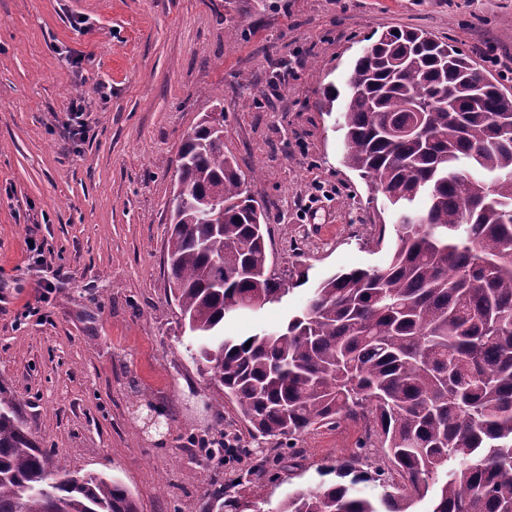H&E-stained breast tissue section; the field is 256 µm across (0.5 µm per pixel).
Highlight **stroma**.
<instances>
[{"label": "stroma", "mask_w": 512, "mask_h": 512, "mask_svg": "<svg viewBox=\"0 0 512 512\" xmlns=\"http://www.w3.org/2000/svg\"><path fill=\"white\" fill-rule=\"evenodd\" d=\"M392 27L447 40L512 95V0H0V386L53 460L117 477L141 512H200L210 476L232 477L187 442L215 424L219 395L186 352L164 265L178 151L223 104L224 151L267 207L272 271L385 265L392 218L344 166L321 103ZM77 97L90 136L76 146L64 124ZM30 236L44 264L28 265ZM45 284L49 302L22 317ZM309 294L225 329L276 328ZM139 398L170 414L165 436L145 432ZM362 434L345 420L304 435L270 506L322 483L321 463Z\"/></svg>", "instance_id": "obj_1"}]
</instances>
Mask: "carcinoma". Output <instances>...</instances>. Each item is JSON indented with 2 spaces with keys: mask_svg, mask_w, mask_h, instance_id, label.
<instances>
[{
  "mask_svg": "<svg viewBox=\"0 0 512 512\" xmlns=\"http://www.w3.org/2000/svg\"><path fill=\"white\" fill-rule=\"evenodd\" d=\"M339 112L346 167L381 192L393 222L388 263L324 276L277 330L248 337L226 318L279 303L264 211L202 120L178 155L177 185L195 206L172 211L171 292L191 360L233 403L251 443L236 478H211L201 512H248L268 467L301 454L299 438L343 418L372 419L359 453L320 466L330 485L296 489L275 512H512V96L455 46L387 30L359 56ZM443 96L447 107L433 101ZM224 203L221 224L198 208ZM251 345H246V342ZM208 458L224 455L216 409ZM375 481L379 501L360 494ZM0 512H140L118 479L51 466L17 404L0 390Z\"/></svg>",
  "mask_w": 512,
  "mask_h": 512,
  "instance_id": "1",
  "label": "carcinoma"
}]
</instances>
